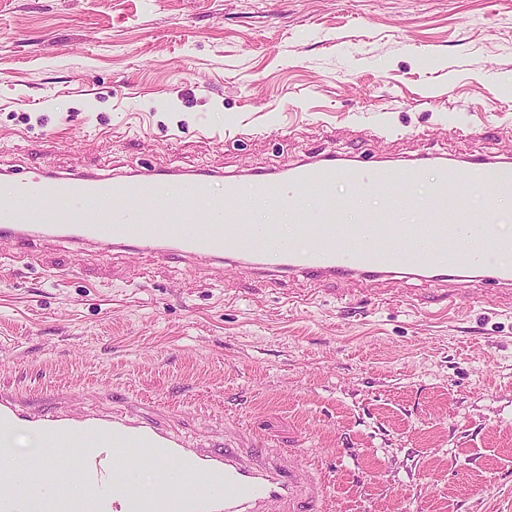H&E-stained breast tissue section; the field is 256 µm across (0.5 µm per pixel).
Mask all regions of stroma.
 I'll list each match as a JSON object with an SVG mask.
<instances>
[{"label": "stroma", "mask_w": 512, "mask_h": 512, "mask_svg": "<svg viewBox=\"0 0 512 512\" xmlns=\"http://www.w3.org/2000/svg\"><path fill=\"white\" fill-rule=\"evenodd\" d=\"M316 154L512 158V0H0V183ZM448 288L0 242V389L244 425L329 512H512V308Z\"/></svg>", "instance_id": "35a3bbf8"}]
</instances>
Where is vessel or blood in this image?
<instances>
[{"mask_svg": "<svg viewBox=\"0 0 512 512\" xmlns=\"http://www.w3.org/2000/svg\"><path fill=\"white\" fill-rule=\"evenodd\" d=\"M419 158L401 164H357L349 158L317 155L287 168L254 174L250 187L273 195L285 187L317 188L349 178L368 190H385L399 177L417 179ZM437 179L415 224H397L391 207L368 213L375 227L361 240L357 225L337 221L339 206L326 199L317 216L296 207V233L305 249L278 242L279 225L250 223L238 202L239 183L225 178L224 195L210 209L193 207L213 177L184 172L181 202H162L163 175L139 171L114 182L142 198L133 207L117 201L111 223H101L88 203L104 180L99 173L66 174L42 167L17 182L16 199L0 204V239L30 246L49 239L102 250L134 251L162 259H201L244 264L261 277L297 275L324 281L362 276L381 279L413 275L444 281L475 280L493 285L497 297H512V268L491 254L512 253V236L498 229L495 210L461 203L465 183L512 187V160L477 157L439 162ZM428 237L443 251L440 264L418 253L414 243ZM71 393L54 391L51 402L0 390V512H326L327 486L316 466L304 465L296 451L256 445L244 427L232 439L190 445L165 421L137 409L105 412L87 404L71 412ZM22 427L48 448H67L76 471L91 488L88 502L67 493L66 473L43 460L38 467L11 461L7 430ZM156 474L158 492L136 490L143 466Z\"/></svg>", "mask_w": 512, "mask_h": 512, "instance_id": "1", "label": "vessel or blood"}]
</instances>
